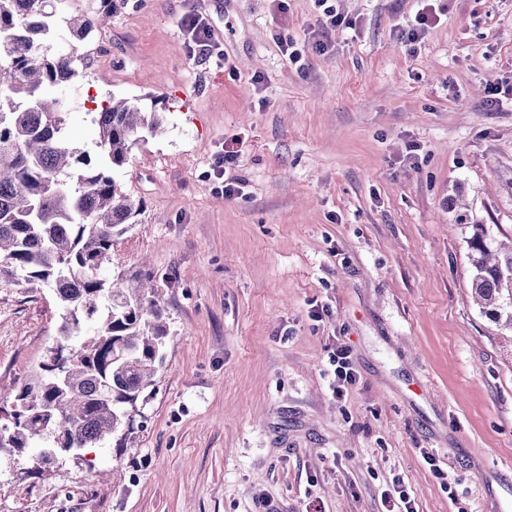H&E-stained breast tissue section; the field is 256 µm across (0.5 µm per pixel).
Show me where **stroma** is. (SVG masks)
Here are the masks:
<instances>
[{"label": "stroma", "mask_w": 512, "mask_h": 512, "mask_svg": "<svg viewBox=\"0 0 512 512\" xmlns=\"http://www.w3.org/2000/svg\"><path fill=\"white\" fill-rule=\"evenodd\" d=\"M331 3L333 28L316 0H117L67 134L97 154L93 93L164 115L116 174L142 211L104 272L153 273L165 361L125 440L1 450L0 512H386L396 484L416 512H512V332L468 248L476 224L512 239V105L489 103L512 0H436L413 43L421 0ZM191 9L221 56L190 52ZM236 136L227 199L211 171ZM60 323L51 290L0 279V396ZM331 364L335 366L334 376L336 386L333 392L336 395H342L346 385L355 381L354 369L352 367L349 352L344 347H338L329 358Z\"/></svg>", "instance_id": "stroma-1"}]
</instances>
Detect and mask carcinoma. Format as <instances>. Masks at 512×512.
Returning a JSON list of instances; mask_svg holds the SVG:
<instances>
[{"instance_id":"cac0c4a2","label":"carcinoma","mask_w":512,"mask_h":512,"mask_svg":"<svg viewBox=\"0 0 512 512\" xmlns=\"http://www.w3.org/2000/svg\"><path fill=\"white\" fill-rule=\"evenodd\" d=\"M114 2L66 15L56 0H0V278L53 290L62 310L56 346L14 395L18 419L0 429V449L47 443L45 465L132 427L129 407L154 385L169 335L146 285L100 275L141 212L111 172L160 132L161 113L108 98L93 117L94 165L67 137L66 100L46 94L85 76L91 50L77 45L108 23ZM59 26L74 39L66 50L54 47ZM469 247L482 312L512 327V247L485 224L473 225Z\"/></svg>"}]
</instances>
